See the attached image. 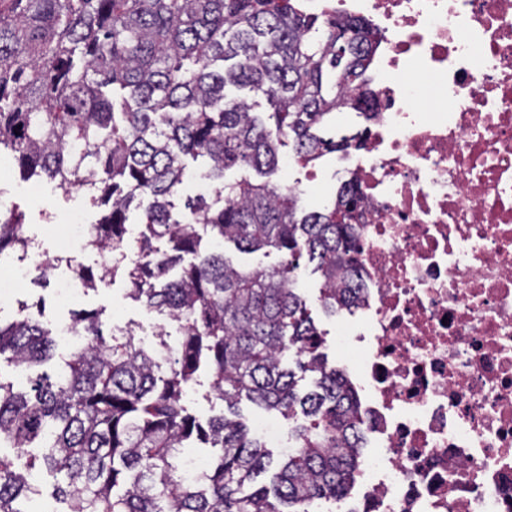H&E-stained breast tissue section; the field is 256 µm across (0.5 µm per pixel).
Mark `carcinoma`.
I'll list each match as a JSON object with an SVG mask.
<instances>
[{
    "label": "carcinoma",
    "mask_w": 512,
    "mask_h": 512,
    "mask_svg": "<svg viewBox=\"0 0 512 512\" xmlns=\"http://www.w3.org/2000/svg\"><path fill=\"white\" fill-rule=\"evenodd\" d=\"M367 22L310 14L301 0H0V149L25 179L85 190L110 205L87 247L110 256L99 271L67 262L85 288L121 276L129 297L178 326L170 347L156 323L148 350L129 331L108 330L100 312L74 323L84 347L54 374L20 392L0 381V446L24 450L64 474V512H309L336 502L354 480L363 426L342 372L295 287L301 266L321 280L320 304L336 314L352 288L360 250L351 220L358 189L305 209L298 190L227 172L280 168L292 143L307 166L346 151L359 135L325 130L336 113L375 110L367 63L376 47ZM119 87L121 101L104 88ZM263 96L258 102L228 87ZM206 162L212 191L177 210L185 158ZM286 256L275 269H244L219 246ZM23 214L0 210V254H27ZM305 264H300V259ZM43 299L0 319V356L29 371L55 358ZM230 414L205 424L184 406L198 371ZM306 373L315 389H297ZM279 413L294 447L281 456L274 494L263 483L269 452L234 411L241 396ZM215 452L203 478L179 476L181 451ZM28 475L0 455V512H25Z\"/></svg>",
    "instance_id": "cac0c4a2"
}]
</instances>
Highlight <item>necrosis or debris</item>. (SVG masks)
Masks as SVG:
<instances>
[{
  "instance_id": "necrosis-or-debris-1",
  "label": "necrosis or debris",
  "mask_w": 512,
  "mask_h": 512,
  "mask_svg": "<svg viewBox=\"0 0 512 512\" xmlns=\"http://www.w3.org/2000/svg\"><path fill=\"white\" fill-rule=\"evenodd\" d=\"M379 35L341 183L361 287L336 366L368 452L335 510L512 512V0H323Z\"/></svg>"
}]
</instances>
